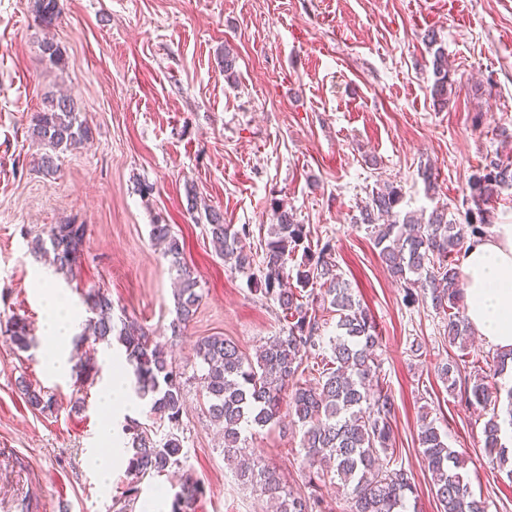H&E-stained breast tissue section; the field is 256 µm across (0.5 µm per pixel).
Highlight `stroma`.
<instances>
[{
	"instance_id": "1",
	"label": "stroma",
	"mask_w": 512,
	"mask_h": 512,
	"mask_svg": "<svg viewBox=\"0 0 512 512\" xmlns=\"http://www.w3.org/2000/svg\"><path fill=\"white\" fill-rule=\"evenodd\" d=\"M34 0H0V324L26 318L35 345L21 352L0 331V512H118L129 485L136 505L157 489L175 494L185 477L204 493L190 512H272L267 496L235 477L221 428L207 414L194 347L209 336L252 355L286 322L273 301L216 255L186 193L248 226L260 255L272 207L292 210L311 235L331 240L335 259L381 336V377L395 402L397 454L416 485L417 512H441L418 444L422 415L435 418L463 455L475 495L489 512H512V481L483 452L485 411L449 396L437 366L455 349L447 318L430 303L404 301L354 217L390 183L400 213L444 207L462 218L469 177L485 156L512 161V0H58L44 26ZM435 32L448 55L452 90L435 104ZM61 51L60 63L41 51ZM236 56L225 73V53ZM59 94L77 102L91 128L39 172L33 115ZM432 169L436 187L422 178ZM56 224L86 227L83 254L67 280L28 244ZM171 225L199 277L202 299L183 335L172 336L174 282L151 229ZM65 296L80 319L92 289L112 297L114 318L137 320L165 344L181 373L178 429L183 468L133 482L126 464L102 493L85 466L109 417L100 395L121 346L99 348L100 372L79 393L75 372L48 371L42 287ZM423 356H415L413 345ZM26 379L52 394L53 411L32 409ZM302 433L289 416L242 433L245 452L305 487Z\"/></svg>"
}]
</instances>
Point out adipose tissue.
<instances>
[{
    "mask_svg": "<svg viewBox=\"0 0 512 512\" xmlns=\"http://www.w3.org/2000/svg\"><path fill=\"white\" fill-rule=\"evenodd\" d=\"M460 270L471 328L497 347L512 349V223L496 225L492 236L467 243L460 254ZM42 294L45 329L58 349L45 366L63 372L69 367L68 350L77 317L53 289H43ZM100 440L101 447L87 454L85 464L99 475L100 489L105 492L111 485L112 469L124 461L125 452L116 445L112 431H104Z\"/></svg>",
    "mask_w": 512,
    "mask_h": 512,
    "instance_id": "1",
    "label": "adipose tissue"
}]
</instances>
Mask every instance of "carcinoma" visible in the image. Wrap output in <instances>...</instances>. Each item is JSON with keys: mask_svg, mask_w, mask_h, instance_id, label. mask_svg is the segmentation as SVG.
<instances>
[{"mask_svg": "<svg viewBox=\"0 0 512 512\" xmlns=\"http://www.w3.org/2000/svg\"><path fill=\"white\" fill-rule=\"evenodd\" d=\"M36 16L45 26L59 15L57 0H35ZM431 94L448 104V59L437 50L433 60ZM31 134L49 149L37 162L46 173L54 171L53 153L89 139L90 130L74 100L50 97L35 113ZM512 186V164L497 156L484 164L468 182L464 222L448 219L433 210L428 219L406 215L397 220L395 208L401 196L396 187L383 184L359 210L355 223L366 226L381 262L391 276L403 284L409 301L430 299L432 307L448 315V344L461 355L448 357L440 367V378L448 395L469 407L487 409L500 394L498 378L512 367V349L501 350L480 365L471 361L468 377L461 378L460 363L472 334L464 304V285L458 254L466 240L480 241L489 235L491 204L501 191ZM187 211L196 223L206 226L212 242L234 269L248 274L250 285L271 299L284 313L287 326L250 357L222 336H210L196 345L202 360L201 375L208 413L224 431V457L242 455L245 428H263L278 420L283 404L302 430L306 484L310 492L288 489L280 473L259 461L243 462L237 475L256 482L261 494L279 504L280 512H333L321 493L329 483L352 501V512H406L414 493L413 474L396 458L393 422L395 404L380 381L376 354L381 337L370 314L357 300L349 284L338 273L331 241L311 243V230L295 222L280 205L273 207L276 223L268 229L262 253L263 275L251 273L253 254L243 245L246 226L236 229L224 223L220 212L198 205L196 194L187 191ZM151 234L164 244V255L179 275L175 317L170 323L178 335L195 315L202 298L194 271L184 259V244L168 224L152 225ZM85 236L83 224H57L47 238L36 237L31 251L54 269L71 276L81 258ZM302 252L301 261L288 267V260ZM323 289L315 297L316 288ZM88 338L106 347L117 340L135 378L138 397L150 398L151 411L171 426L179 425L183 413L180 372L168 359L164 347L133 320L118 324L112 318V297L99 288L86 294ZM336 314V335L323 341L319 312ZM5 334L20 351L30 348L31 329L25 318L10 319ZM313 381L304 379L305 374ZM19 388L28 405L41 412L53 411L55 401L43 388L22 379ZM123 431L133 434L134 454L128 472L140 481L172 466L183 465L182 440L173 432L164 442L154 440L138 422L127 420ZM422 455L431 474L433 493L443 512H488L486 502L476 498L467 474L461 472L460 456L448 446L435 420L423 416L418 432ZM483 448L488 463L512 478L506 446L502 443L499 415L491 413L483 427ZM203 493L196 481H186L174 494L171 512H188Z\"/></svg>", "mask_w": 512, "mask_h": 512, "instance_id": "cac0c4a2", "label": "carcinoma"}]
</instances>
